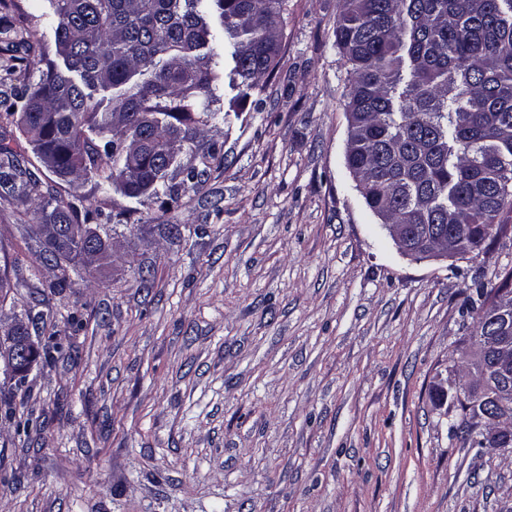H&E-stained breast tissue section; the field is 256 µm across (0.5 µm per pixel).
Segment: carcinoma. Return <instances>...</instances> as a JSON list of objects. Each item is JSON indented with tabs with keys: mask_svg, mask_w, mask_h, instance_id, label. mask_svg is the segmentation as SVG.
<instances>
[{
	"mask_svg": "<svg viewBox=\"0 0 512 512\" xmlns=\"http://www.w3.org/2000/svg\"><path fill=\"white\" fill-rule=\"evenodd\" d=\"M287 0H50L58 17L56 54L64 68L39 71L35 83L0 100L39 160L69 183L78 177L114 185L126 196L150 192L170 207L181 189L198 188L206 168L224 161L197 141V125L227 121L212 108L222 77L237 96L273 71L275 41ZM230 47L222 73L212 43L213 18ZM336 43L348 64L346 111L359 114L345 165L372 213L416 234L448 235L487 247L507 230L512 208V0H343ZM25 28L0 23L5 76L29 66ZM198 154L199 164L180 153ZM0 198L37 202L54 234L39 259L68 280V264L86 243L107 248L100 214L80 212L40 191L21 154L0 137ZM476 343L490 323L512 327V308L492 305L480 285L465 300ZM45 315L33 299L21 320L42 333ZM63 357L46 341L34 360ZM479 427L464 404L449 420L467 444Z\"/></svg>",
	"mask_w": 512,
	"mask_h": 512,
	"instance_id": "1",
	"label": "carcinoma"
}]
</instances>
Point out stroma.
<instances>
[{"label": "stroma", "instance_id": "35a3bbf8", "mask_svg": "<svg viewBox=\"0 0 512 512\" xmlns=\"http://www.w3.org/2000/svg\"><path fill=\"white\" fill-rule=\"evenodd\" d=\"M18 3L55 60L49 0ZM341 4L288 0L278 65L221 87L234 111L201 135L224 162L177 208L82 182L121 217L113 269L52 288L32 206L0 199L25 279L0 323L38 295L66 353L0 419V512H512V451L448 434L463 293L500 284L512 234L415 261L381 228L344 161Z\"/></svg>", "mask_w": 512, "mask_h": 512}]
</instances>
